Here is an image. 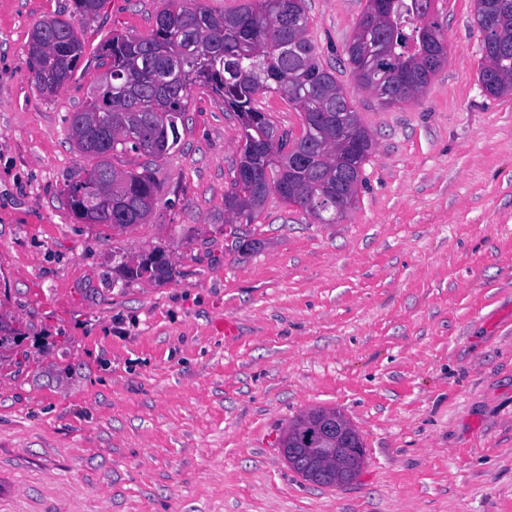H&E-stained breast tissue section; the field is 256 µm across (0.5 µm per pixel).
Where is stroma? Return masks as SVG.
<instances>
[{
  "mask_svg": "<svg viewBox=\"0 0 512 512\" xmlns=\"http://www.w3.org/2000/svg\"><path fill=\"white\" fill-rule=\"evenodd\" d=\"M163 0H105L55 97L27 63L73 0H0V512H512V96L478 80L472 0H436L448 61L381 107L341 65L366 0H305L320 63L373 150L334 224L270 194L224 222L240 127L194 88L159 202L118 233L64 188L88 166L68 130L113 33L149 35ZM162 250L176 274L123 286ZM235 333H215L219 323ZM336 409L365 449L318 486L277 443Z\"/></svg>",
  "mask_w": 512,
  "mask_h": 512,
  "instance_id": "35a3bbf8",
  "label": "stroma"
}]
</instances>
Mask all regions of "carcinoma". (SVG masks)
<instances>
[{
	"label": "carcinoma",
	"instance_id": "cac0c4a2",
	"mask_svg": "<svg viewBox=\"0 0 512 512\" xmlns=\"http://www.w3.org/2000/svg\"><path fill=\"white\" fill-rule=\"evenodd\" d=\"M105 0H74V21L49 18L36 24L28 44L32 82L40 95H56L85 54L77 24L96 16ZM165 0L146 37L119 33L97 49L104 72L80 110L70 117V137L90 162L85 175L66 186L71 211L120 233L144 223L158 205L149 165L179 142L178 121L189 110L193 88L204 87L237 116L241 145L231 190L224 197V223L251 224L270 193L304 210L320 224H334L358 197L362 167L373 142L350 97L333 72L318 62L308 37L305 0H242L215 14ZM474 20L483 34L478 80L493 97L512 95V0H480ZM434 14L423 0H387L373 12L371 0L345 47L358 87L390 107L418 99L447 61ZM112 87H104L106 76ZM274 92L299 110L302 132L283 150L278 128L256 107L260 93ZM128 152L148 157L143 171L121 170L113 159ZM124 281L144 275L156 282L173 275L154 256L125 263ZM319 409L288 423L282 448L304 444Z\"/></svg>",
	"mask_w": 512,
	"mask_h": 512
}]
</instances>
